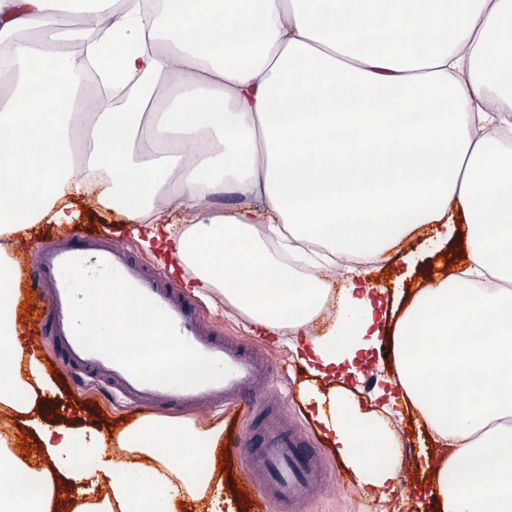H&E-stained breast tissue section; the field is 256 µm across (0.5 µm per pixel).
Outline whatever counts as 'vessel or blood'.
Masks as SVG:
<instances>
[{
	"label": "vessel or blood",
	"mask_w": 512,
	"mask_h": 512,
	"mask_svg": "<svg viewBox=\"0 0 512 512\" xmlns=\"http://www.w3.org/2000/svg\"><path fill=\"white\" fill-rule=\"evenodd\" d=\"M21 249L30 256V269L23 274L25 286L16 295V305L32 306L35 312L20 333L22 339L30 344L51 340L55 364L108 385L133 408L231 409L243 418L258 417L260 438L249 444L251 463L244 476L277 512H302L304 503L322 488L320 459L302 432L288 424L281 396L269 391L271 365L261 349L219 336L215 327L200 322L190 299L173 281L135 259L121 244L75 231L37 246L25 243ZM74 257L91 268L110 263L167 311L197 350L229 365L231 375L188 389L148 385L106 358L84 351L70 329L61 276L62 263Z\"/></svg>",
	"instance_id": "obj_1"
}]
</instances>
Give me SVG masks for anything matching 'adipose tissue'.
Listing matches in <instances>:
<instances>
[{"label": "adipose tissue", "mask_w": 512, "mask_h": 512, "mask_svg": "<svg viewBox=\"0 0 512 512\" xmlns=\"http://www.w3.org/2000/svg\"><path fill=\"white\" fill-rule=\"evenodd\" d=\"M61 3L0 0V411L28 416L44 462L0 468V512H57L60 481L90 477L106 492L74 512H224L199 463L223 426L143 417L115 457L100 429L43 422L55 383L17 337L9 248L85 195L172 241L196 296L292 335L311 418L359 488L395 485L403 444L336 376L387 343L443 461L435 512H512V290L484 287L512 275V0H91L115 19L106 74L138 80L132 105L78 85L91 41L65 46ZM174 204L196 223L171 224ZM454 239L474 300L440 279L383 336L379 258L411 274ZM315 246L360 259L330 297L292 271L326 275Z\"/></svg>", "instance_id": "adipose-tissue-1"}]
</instances>
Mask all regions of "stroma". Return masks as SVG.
I'll return each mask as SVG.
<instances>
[{
	"mask_svg": "<svg viewBox=\"0 0 512 512\" xmlns=\"http://www.w3.org/2000/svg\"><path fill=\"white\" fill-rule=\"evenodd\" d=\"M71 210L74 218L71 224H41L30 240L44 243L68 233L70 228L99 235L120 242L128 247L132 254L151 266L164 265L172 270L176 281L191 277L190 269L173 266L171 259L165 258L161 242H153L151 248H144L134 224L114 214L110 207L98 203L96 197L87 196L75 199ZM462 247L459 243H450L441 253L426 258L411 278L406 279L403 289L406 295H413L427 285L429 279L447 276L459 271V257ZM201 321L217 327L224 335L240 342L265 346L273 365L270 385L277 390H290L291 395L284 404V412L298 427L307 434L316 448H319L325 460L324 486L307 506L306 512H434L430 490L435 476L434 468L426 466L419 453L420 442L417 438L414 410H403L401 415L391 416L393 428L400 433L404 441L405 462L397 488L388 495L379 491H362L349 478L343 463L326 448L325 443L308 415V407L301 396V385L305 381L304 373H297L291 381H284L281 370L295 360L286 337L268 335L253 326L247 318L225 303L219 293H211L209 299L197 300ZM38 356L51 371L56 383L57 393L51 396V410L46 416L47 423L63 425L75 422H96L114 429L131 423L144 416V409L127 407L121 399L113 397L102 389L100 384L90 383L76 387L63 369L55 368L50 348H43ZM394 368L390 356L371 352L366 358L362 377L348 381V388L362 405L373 410H381L382 399L377 398V389L386 387L392 378ZM180 418L195 421L201 425L215 423L224 426L225 453L223 469L215 470V480L224 485V508L226 512H257L256 490L248 494H239L243 486L242 472L249 459L247 438L250 427L247 422L234 418L225 412L180 411Z\"/></svg>",
	"mask_w": 512,
	"mask_h": 512,
	"instance_id": "stroma-1",
	"label": "stroma"
}]
</instances>
